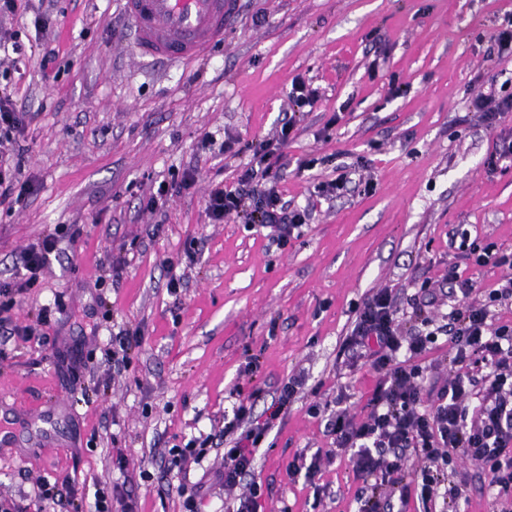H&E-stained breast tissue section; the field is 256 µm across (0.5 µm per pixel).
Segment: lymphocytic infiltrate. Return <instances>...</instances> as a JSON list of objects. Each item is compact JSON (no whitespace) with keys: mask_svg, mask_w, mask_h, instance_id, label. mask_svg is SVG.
Returning a JSON list of instances; mask_svg holds the SVG:
<instances>
[{"mask_svg":"<svg viewBox=\"0 0 512 512\" xmlns=\"http://www.w3.org/2000/svg\"><path fill=\"white\" fill-rule=\"evenodd\" d=\"M297 119L289 117L269 139L245 143L249 160L232 189L211 190L206 203L212 223L234 217L244 224L267 228L272 241L287 246L297 231L308 223L309 209L289 208L274 173L279 151L290 139ZM25 113L17 111L11 95L0 96V203L12 198L21 172L11 147L23 135ZM59 232L43 236L25 248L14 273L0 279V333L35 335L32 326L12 324L9 312L18 295L35 287L51 254L59 243ZM446 280L461 298L443 324L423 318V330H403L392 288L378 289L364 301L356 324L347 337L348 354L369 361L378 376L364 420L340 409L330 414L326 427L337 448L350 454L353 469L364 476L357 493L358 512H394L395 501L416 495L424 512L442 505L456 512L458 488L448 478V468L458 456L474 461L483 482L497 497L512 498V324L492 326L490 308L512 296V290L488 292L484 304L468 298L475 289L473 279L450 270ZM446 337L455 354L453 373L439 389L435 400L424 402L423 384L427 369L420 359ZM271 420H258L254 399H239L233 417L222 430L207 435L205 446L188 441L170 448L174 462L199 461L206 445L232 444L224 451V488L242 487L243 492L227 504V512H261L263 490L255 478L256 450ZM419 468L410 472V457Z\"/></svg>","mask_w":512,"mask_h":512,"instance_id":"obj_1","label":"lymphocytic infiltrate"}]
</instances>
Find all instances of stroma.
Here are the masks:
<instances>
[{"mask_svg":"<svg viewBox=\"0 0 512 512\" xmlns=\"http://www.w3.org/2000/svg\"><path fill=\"white\" fill-rule=\"evenodd\" d=\"M509 15L512 0H241L223 43L176 66L132 53L118 0H18L16 14L0 15L23 46L17 65L0 63V89L31 116L26 194L0 204V279L55 226L78 231L11 312L35 323L59 295L61 321L0 347V502L67 512L31 491L36 478L69 476L87 507L118 483L135 512H183L181 476L164 453L221 430L240 396L254 395L255 416L266 418L277 389L302 371L303 393L256 452L263 512H357L363 481L326 422L339 406L359 420L369 412L376 376L343 352L364 300L396 289L412 328L422 282L439 287L459 268L476 281L477 305L503 283L500 268L476 266L460 248L459 232L512 255V157L486 163L512 141V112L490 125L468 109L512 79V56L492 40ZM49 48L52 81L39 69ZM297 76L321 98L282 150L279 187L293 205L314 203L315 217L280 249L259 225L209 222L207 195L234 185L247 157L199 143L271 133L292 111ZM305 159L315 167L301 169ZM189 167L195 186L147 210L159 182ZM330 181L345 190L316 197ZM169 257L181 258L186 280L175 295ZM119 259V283L99 282L100 265ZM133 328L131 366L108 368L113 334ZM319 450L331 457L315 483L292 474L294 458ZM223 468L214 450L188 466L190 481L205 483L201 512H225ZM453 481L460 512H498L474 463L458 461ZM317 484L327 491L319 502Z\"/></svg>","mask_w":512,"mask_h":512,"instance_id":"obj_1","label":"stroma"}]
</instances>
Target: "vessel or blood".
I'll use <instances>...</instances> for the list:
<instances>
[{
	"mask_svg": "<svg viewBox=\"0 0 512 512\" xmlns=\"http://www.w3.org/2000/svg\"><path fill=\"white\" fill-rule=\"evenodd\" d=\"M120 6L136 55L186 64L223 43L238 0H120Z\"/></svg>",
	"mask_w": 512,
	"mask_h": 512,
	"instance_id": "obj_1",
	"label": "vessel or blood"
}]
</instances>
